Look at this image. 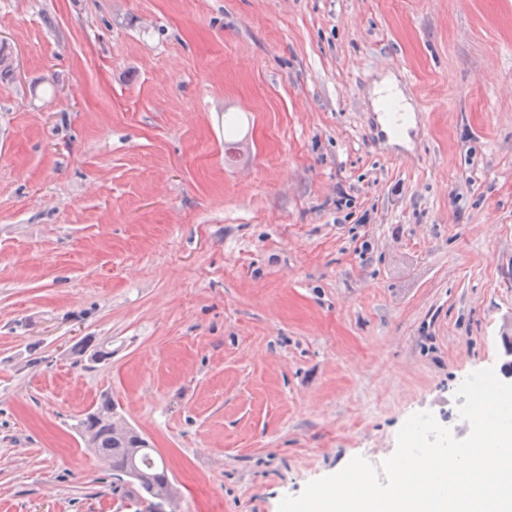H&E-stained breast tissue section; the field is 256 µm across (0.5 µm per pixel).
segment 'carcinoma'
Wrapping results in <instances>:
<instances>
[{"label":"carcinoma","instance_id":"obj_1","mask_svg":"<svg viewBox=\"0 0 512 512\" xmlns=\"http://www.w3.org/2000/svg\"><path fill=\"white\" fill-rule=\"evenodd\" d=\"M115 412L112 398L105 396L74 424L87 448L111 467L112 494L130 503L135 512H158L161 505L176 512L178 488L162 458L153 455V448L136 430H115Z\"/></svg>","mask_w":512,"mask_h":512}]
</instances>
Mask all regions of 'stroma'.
I'll return each mask as SVG.
<instances>
[{"label": "stroma", "mask_w": 512, "mask_h": 512, "mask_svg": "<svg viewBox=\"0 0 512 512\" xmlns=\"http://www.w3.org/2000/svg\"><path fill=\"white\" fill-rule=\"evenodd\" d=\"M0 42V512H129L105 394L181 512H278L501 369L512 0H0ZM115 412L120 415L112 398L104 396L74 424L87 448L111 467L112 494L130 503L135 512H158L161 505L176 512L178 488L162 458L153 455V448L135 429L116 431Z\"/></svg>", "instance_id": "obj_1"}]
</instances>
